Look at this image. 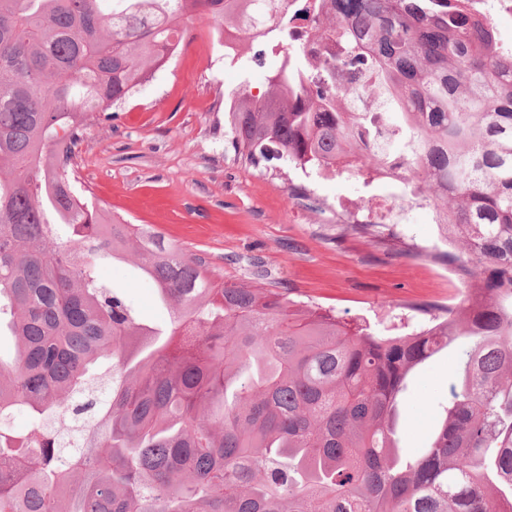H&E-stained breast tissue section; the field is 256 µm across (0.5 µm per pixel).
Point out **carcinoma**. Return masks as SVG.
Masks as SVG:
<instances>
[{
    "label": "carcinoma",
    "instance_id": "obj_1",
    "mask_svg": "<svg viewBox=\"0 0 512 512\" xmlns=\"http://www.w3.org/2000/svg\"><path fill=\"white\" fill-rule=\"evenodd\" d=\"M0 0V512H512V47L469 0ZM274 58L224 111L232 147L403 174L441 207L466 295L380 335L289 292L243 288L76 191L75 148L175 53L187 20ZM336 50L315 65L301 46ZM382 111L341 104L368 90ZM161 333L98 279L129 243ZM465 343L446 416L400 457L409 373Z\"/></svg>",
    "mask_w": 512,
    "mask_h": 512
}]
</instances>
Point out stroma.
Here are the masks:
<instances>
[{
    "instance_id": "obj_1",
    "label": "stroma",
    "mask_w": 512,
    "mask_h": 512,
    "mask_svg": "<svg viewBox=\"0 0 512 512\" xmlns=\"http://www.w3.org/2000/svg\"><path fill=\"white\" fill-rule=\"evenodd\" d=\"M263 74L250 60H225L221 47L205 64L186 47L111 120L87 126L75 157L80 181L104 211L151 227L224 280L249 288L264 274L291 296L379 332L427 324L409 305L459 302L464 280L441 255L463 246L441 240L433 203L413 207L410 223L364 237L345 227L366 192L362 177L306 175L283 161L254 168L235 157L224 101L246 83L263 90ZM292 184L306 185L309 197L291 195ZM98 275L143 323L167 328L168 313L134 259L102 262ZM460 356L450 346L410 373L399 400L400 454L428 448Z\"/></svg>"
}]
</instances>
